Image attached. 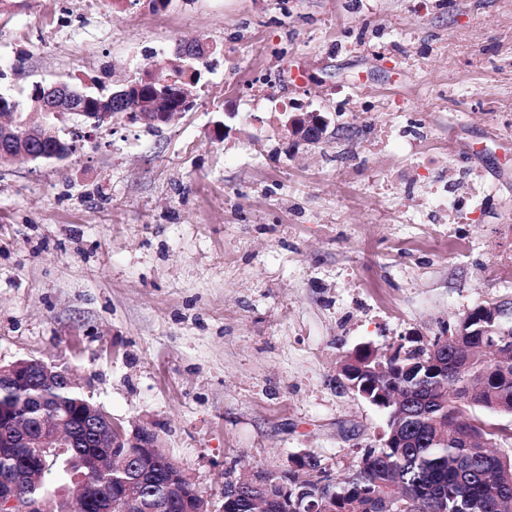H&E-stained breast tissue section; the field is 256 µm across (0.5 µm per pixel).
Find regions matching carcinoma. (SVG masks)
<instances>
[{"label":"carcinoma","instance_id":"carcinoma-1","mask_svg":"<svg viewBox=\"0 0 512 512\" xmlns=\"http://www.w3.org/2000/svg\"><path fill=\"white\" fill-rule=\"evenodd\" d=\"M190 61L173 56L144 68L136 79L150 91L164 80L171 83L170 104L189 111L193 104L179 96L180 85L199 78L189 75ZM485 306L474 308L472 323L448 336V346L419 357L409 343L386 357L362 345L342 361L341 369L360 393L390 417L402 413L397 431L385 428L378 445L359 451L352 474L330 478L311 455L293 459L288 475L268 478L271 512H299L296 489L316 512H512V453L500 448L509 431L475 414L482 409L512 415V319L486 324L485 335L469 331L487 318ZM96 406L91 397L62 381L36 377L32 383L0 382V434L14 424L37 429L47 417L68 418L71 441L64 448H18L0 454V484L23 469L46 466L58 475L49 491L33 483V497L53 493L57 512H70L76 488L113 491L112 512H123L128 471L111 465L88 469L83 459L99 446L98 430L81 416V408ZM170 462L153 463L132 492L147 501L167 497ZM259 490L229 480L224 483V512H254Z\"/></svg>","mask_w":512,"mask_h":512}]
</instances>
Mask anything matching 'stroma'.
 Instances as JSON below:
<instances>
[{
  "instance_id": "obj_1",
  "label": "stroma",
  "mask_w": 512,
  "mask_h": 512,
  "mask_svg": "<svg viewBox=\"0 0 512 512\" xmlns=\"http://www.w3.org/2000/svg\"><path fill=\"white\" fill-rule=\"evenodd\" d=\"M12 0L0 70L117 87L212 46L195 106L54 163L0 165V363L68 367L224 512V481L308 454L335 477L383 411L361 345L512 299V0ZM330 119L320 145L282 120ZM450 197L455 207L439 205Z\"/></svg>"
}]
</instances>
